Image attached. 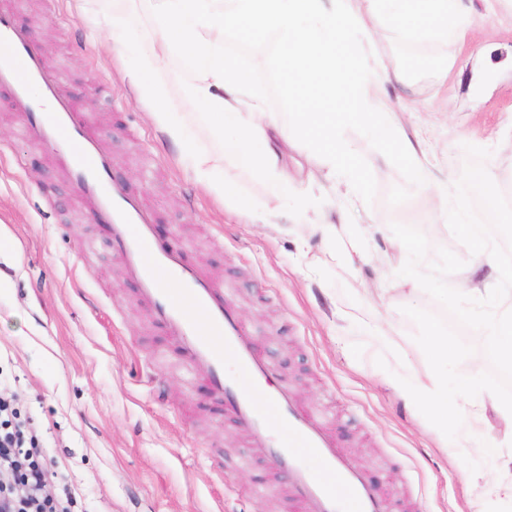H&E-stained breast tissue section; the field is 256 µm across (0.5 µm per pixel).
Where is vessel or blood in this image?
I'll return each instance as SVG.
<instances>
[{"mask_svg":"<svg viewBox=\"0 0 512 512\" xmlns=\"http://www.w3.org/2000/svg\"><path fill=\"white\" fill-rule=\"evenodd\" d=\"M31 44L30 31L0 10V85L26 119L25 136L49 151L92 215L106 220L125 275L190 378L248 430L253 447L288 472L298 512H384L377 489L348 461L333 430L288 388L271 386L266 348L237 319L230 291L179 249L156 242L153 209L117 179L80 100Z\"/></svg>","mask_w":512,"mask_h":512,"instance_id":"vessel-or-blood-1","label":"vessel or blood"}]
</instances>
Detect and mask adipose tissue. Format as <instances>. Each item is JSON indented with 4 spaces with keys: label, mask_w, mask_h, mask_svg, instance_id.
<instances>
[{
    "label": "adipose tissue",
    "mask_w": 512,
    "mask_h": 512,
    "mask_svg": "<svg viewBox=\"0 0 512 512\" xmlns=\"http://www.w3.org/2000/svg\"><path fill=\"white\" fill-rule=\"evenodd\" d=\"M321 0H114L113 23L133 13L149 20L150 33L140 45V68L128 71L126 79L138 99L151 108L150 116L171 145L190 159L196 179L219 198L234 200L238 210L257 224L274 223L289 176L281 164L280 146L304 142L313 145L325 159L329 172L345 175V192L357 194L360 184L354 174L353 147L345 136L351 123L367 124L372 134L387 130L396 150L425 180L422 147L388 114L390 85L401 82L400 73H389L369 40L371 24L380 20L402 23L408 33L438 32L463 38L472 16V0H331L323 10ZM241 35H271L289 48L285 75L291 93L290 105L301 124L288 123L283 113L267 109L266 96L253 72L224 50L227 31ZM191 62L194 79L192 98L201 104L198 112L181 115L165 105L166 88L157 74L174 52ZM342 99L341 111L329 102ZM205 122L221 137L220 146L191 141L186 132ZM262 178L267 199L262 208L239 196L224 180V160ZM437 204L430 220L439 224L455 218L464 225L473 249L469 264L481 260L485 238L481 225L468 223L464 212L449 214L448 188L431 186ZM448 345L433 337L431 359L446 356ZM432 366L425 371L392 378L398 394L407 399L427 397L435 426L440 431L461 424L462 418L448 407V388L441 384ZM467 483L482 488L478 512H496L512 501V456L503 459L497 481L479 471L469 472Z\"/></svg>",
    "instance_id": "ef3b65f1"
}]
</instances>
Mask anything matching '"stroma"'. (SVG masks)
Here are the masks:
<instances>
[{
    "label": "stroma",
    "mask_w": 512,
    "mask_h": 512,
    "mask_svg": "<svg viewBox=\"0 0 512 512\" xmlns=\"http://www.w3.org/2000/svg\"><path fill=\"white\" fill-rule=\"evenodd\" d=\"M16 21L60 72L93 120L114 171L149 200L159 239L185 247L208 276L232 288L234 310L265 342L275 384L332 428L340 444L384 495L388 512H471L470 467L495 475L499 459L471 456L461 432L441 433L427 403L413 404L386 382L397 369L362 328L336 316L343 301L365 318L389 314L394 340L414 365L429 358L431 334L448 343L436 371L448 393L464 399L471 361L483 356V332L457 326L423 289L398 293L388 268L369 262L348 270L336 238L300 234L293 203L310 200L324 222L337 205L371 227L373 247L395 248L392 223L420 229L435 250L463 255L460 225L433 224L430 193L391 141L350 126L361 192L341 202L330 182L310 183L324 167L308 149H286L292 179L282 231L252 223L232 201L199 184L186 159L154 126L125 74L139 64L141 21L112 28V0H9ZM464 40L407 36L397 23L372 27L376 52L398 69L425 60L390 107L407 132L418 134L431 179L455 183L464 145L489 149L484 165L512 202V25L500 0H477ZM227 51L252 69L274 112L288 109L281 78L283 49L274 40L235 34ZM171 111L194 110L193 74L173 55L159 74ZM21 117L0 90V396L31 416L55 461L48 494L75 488L71 512H294L286 474L254 454L245 429L217 411L202 384L187 380L167 336L138 301L104 227L90 215L67 174L46 150L25 138ZM269 486L243 496L254 476Z\"/></svg>",
    "instance_id": "35a3bbf8"
}]
</instances>
